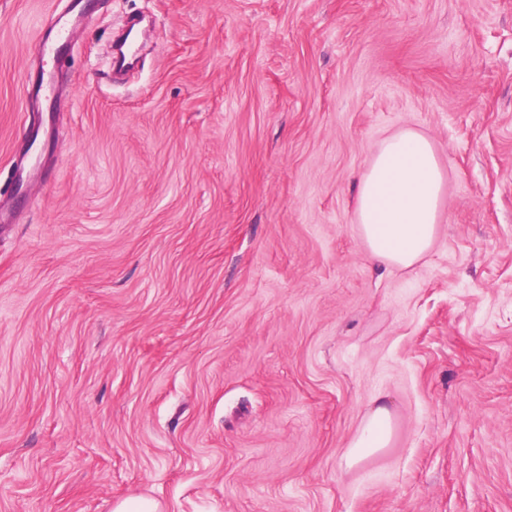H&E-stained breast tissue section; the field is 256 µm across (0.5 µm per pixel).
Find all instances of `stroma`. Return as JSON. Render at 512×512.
<instances>
[{"label":"stroma","instance_id":"1","mask_svg":"<svg viewBox=\"0 0 512 512\" xmlns=\"http://www.w3.org/2000/svg\"><path fill=\"white\" fill-rule=\"evenodd\" d=\"M76 1L38 60L69 0H0V512H512V0ZM406 129L443 204L385 268L354 180ZM76 23L66 15H61L55 22V34L52 39L44 38L39 42H35L30 47V54L45 58L52 55L54 58L62 47L70 41L71 28ZM390 421L391 412L385 398L381 395L374 397L370 412L350 447L365 448L367 451L385 448L390 438Z\"/></svg>","mask_w":512,"mask_h":512}]
</instances>
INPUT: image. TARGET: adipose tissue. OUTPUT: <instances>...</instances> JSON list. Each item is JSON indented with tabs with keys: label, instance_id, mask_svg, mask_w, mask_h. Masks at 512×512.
Returning a JSON list of instances; mask_svg holds the SVG:
<instances>
[{
	"label": "adipose tissue",
	"instance_id": "1",
	"mask_svg": "<svg viewBox=\"0 0 512 512\" xmlns=\"http://www.w3.org/2000/svg\"><path fill=\"white\" fill-rule=\"evenodd\" d=\"M443 187L444 171L427 137L406 130L383 140L356 181L361 237L373 261L409 268L422 259L437 235ZM390 421L384 397H374L349 462H358V449L386 447Z\"/></svg>",
	"mask_w": 512,
	"mask_h": 512
}]
</instances>
